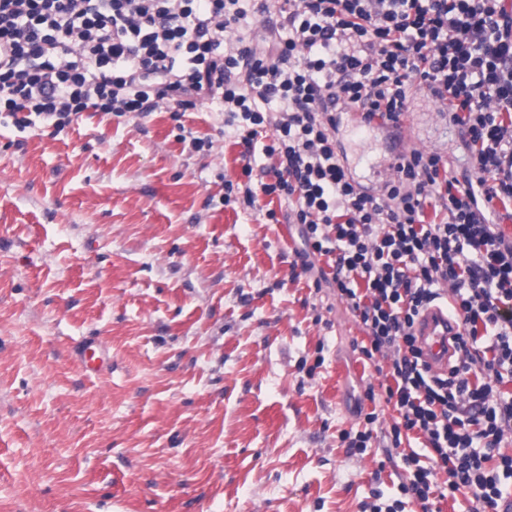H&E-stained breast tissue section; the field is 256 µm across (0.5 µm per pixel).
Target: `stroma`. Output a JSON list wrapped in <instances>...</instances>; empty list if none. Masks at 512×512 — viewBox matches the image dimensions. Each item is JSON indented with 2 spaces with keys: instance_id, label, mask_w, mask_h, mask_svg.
<instances>
[{
  "instance_id": "obj_1",
  "label": "stroma",
  "mask_w": 512,
  "mask_h": 512,
  "mask_svg": "<svg viewBox=\"0 0 512 512\" xmlns=\"http://www.w3.org/2000/svg\"><path fill=\"white\" fill-rule=\"evenodd\" d=\"M402 124L407 148L465 174L425 90ZM339 135L377 184L382 134ZM242 150L202 105L177 122L86 112L58 134L0 124V512H362L396 495L389 379L327 257L293 271L287 200L225 198ZM91 336L110 350L99 375L74 359ZM372 411L349 454L340 433ZM365 428L364 430H357L355 433L345 431L341 434L340 439L342 442L347 441L346 448L350 453H363L368 448V443L372 438L373 425L378 421V414L374 411L367 413L364 417Z\"/></svg>"
}]
</instances>
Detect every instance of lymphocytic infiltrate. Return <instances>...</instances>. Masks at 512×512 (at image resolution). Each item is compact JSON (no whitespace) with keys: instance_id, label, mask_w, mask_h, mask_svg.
<instances>
[{"instance_id":"lymphocytic-infiltrate-1","label":"lymphocytic infiltrate","mask_w":512,"mask_h":512,"mask_svg":"<svg viewBox=\"0 0 512 512\" xmlns=\"http://www.w3.org/2000/svg\"><path fill=\"white\" fill-rule=\"evenodd\" d=\"M242 0H0V115L17 129L41 119L61 132L85 112L116 117L216 104L238 133L251 175L257 137L278 157L273 179L244 188L293 199L309 255L333 259V281L369 338L366 359L390 360L386 403L405 435L399 499L461 495L495 512L512 492V241L495 222L512 201V0H261L279 24L224 43L246 22ZM425 88L462 135L470 177L434 151L401 153L396 178L374 190L340 153L338 100L398 124ZM433 217H426V209ZM453 297L465 363L431 372L417 335L424 312ZM485 342V355L474 354Z\"/></svg>"}]
</instances>
